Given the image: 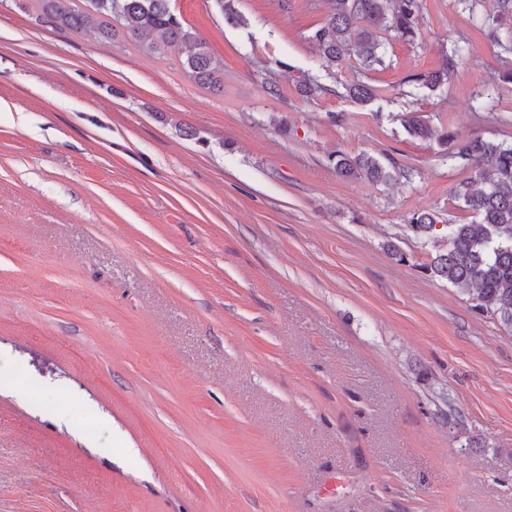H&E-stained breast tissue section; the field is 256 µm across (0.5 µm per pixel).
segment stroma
Returning <instances> with one entry per match:
<instances>
[{"instance_id": "stroma-1", "label": "stroma", "mask_w": 512, "mask_h": 512, "mask_svg": "<svg viewBox=\"0 0 512 512\" xmlns=\"http://www.w3.org/2000/svg\"><path fill=\"white\" fill-rule=\"evenodd\" d=\"M234 4L173 0L217 92L181 47L0 0V512H512V328L407 227L474 223L471 173L400 122L512 144V33L492 0H422L383 66L328 70V0ZM456 41L443 86L405 83ZM336 151L405 174L347 180ZM438 221L433 213L426 211H416L412 214L409 221L411 231L425 240L438 239Z\"/></svg>"}]
</instances>
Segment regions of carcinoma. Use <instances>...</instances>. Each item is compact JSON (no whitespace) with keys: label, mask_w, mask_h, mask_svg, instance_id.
I'll use <instances>...</instances> for the list:
<instances>
[{"label":"carcinoma","mask_w":512,"mask_h":512,"mask_svg":"<svg viewBox=\"0 0 512 512\" xmlns=\"http://www.w3.org/2000/svg\"><path fill=\"white\" fill-rule=\"evenodd\" d=\"M224 19L233 25L244 18L233 0H214ZM330 13L311 40L322 66L332 68L345 58L355 57L364 65L384 64L383 43L378 33L390 31L411 42L417 36L421 0H329ZM40 15L55 28L96 31L104 41L112 31L124 36L149 54H160L172 44L188 49L183 70L197 85L224 89V63L211 54L206 43L188 27L171 7V0H36ZM455 55L446 57L443 68L414 73L407 82L434 91L448 80ZM347 97L364 103L378 98L376 89L364 82L345 87ZM401 124L409 136L438 140L447 146L444 157L457 167L471 169L475 180L460 182L456 199L472 211L476 224H447L446 251L425 266L434 277L444 279L461 293L473 296L475 308L512 327V145L474 139L455 146L448 128L437 130L417 112H405ZM338 174L350 179L388 183L399 166L384 164L367 153L354 157L338 153L330 158ZM434 214L416 211L409 228L425 240L438 238Z\"/></svg>","instance_id":"cac0c4a2"}]
</instances>
